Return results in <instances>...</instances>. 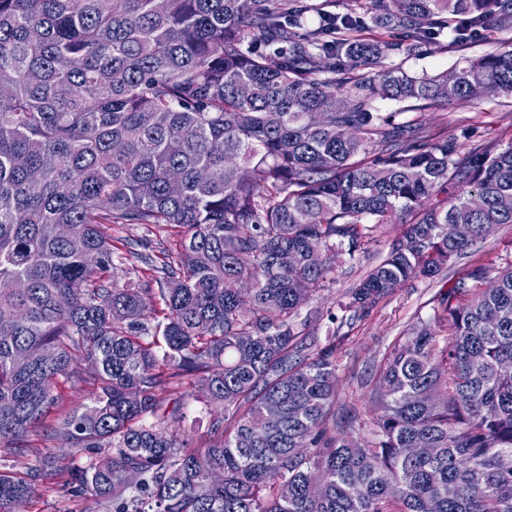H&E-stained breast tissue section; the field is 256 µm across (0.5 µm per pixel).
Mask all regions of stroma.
<instances>
[{
  "label": "stroma",
  "instance_id": "1",
  "mask_svg": "<svg viewBox=\"0 0 512 512\" xmlns=\"http://www.w3.org/2000/svg\"><path fill=\"white\" fill-rule=\"evenodd\" d=\"M510 42L512 30L489 27L469 42L456 46L426 42L416 54L402 51L390 54L388 62L412 73L433 74L459 61L496 51ZM414 117L433 134L451 142L468 130L472 133L471 146L496 144L505 148L512 145V96L483 95L468 102L436 105L416 116L403 114L407 121ZM400 230V225H387L382 234L368 243L364 252L352 259L341 258L332 281L313 293L296 318L302 335L322 344L335 342L336 407L340 410L357 407L366 420L375 411L366 379L397 340L413 327L432 322L440 295L451 289L472 263L480 262L494 269L512 263V225L505 224L452 259L437 276L405 284L381 301L367 317L354 318L352 312L339 308V300L370 268L380 263ZM175 241L170 232L144 224L112 227L115 255L124 258L129 278L145 288L155 287L156 282L142 263V256H160L163 251L174 248ZM30 445L31 453L20 459L9 450L0 449V469L32 470L45 455L59 458L65 466L83 464L87 457L86 451L75 448L71 440L57 434L32 436ZM96 509L92 499L72 494L67 477L62 474L38 480L32 499L22 504L20 512H96Z\"/></svg>",
  "mask_w": 512,
  "mask_h": 512
}]
</instances>
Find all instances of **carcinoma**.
<instances>
[{
  "label": "carcinoma",
  "instance_id": "carcinoma-1",
  "mask_svg": "<svg viewBox=\"0 0 512 512\" xmlns=\"http://www.w3.org/2000/svg\"><path fill=\"white\" fill-rule=\"evenodd\" d=\"M307 9L0 0V447L21 458L50 430L91 449L68 475L102 512H512V265L472 264L435 326L383 358L362 442L344 434L361 416L336 414V344L295 324L387 224L401 237L339 303L359 318L512 224V145L467 149L373 107L512 95L509 47L436 74L385 65L448 29H511L512 0H369L314 27ZM369 21L407 43L367 41ZM113 224L178 229L176 252L145 259L159 288L120 281ZM184 382L220 436L206 448L163 411ZM66 384L96 394L49 424ZM414 442L434 456H404ZM62 471L0 473V512Z\"/></svg>",
  "mask_w": 512,
  "mask_h": 512
}]
</instances>
